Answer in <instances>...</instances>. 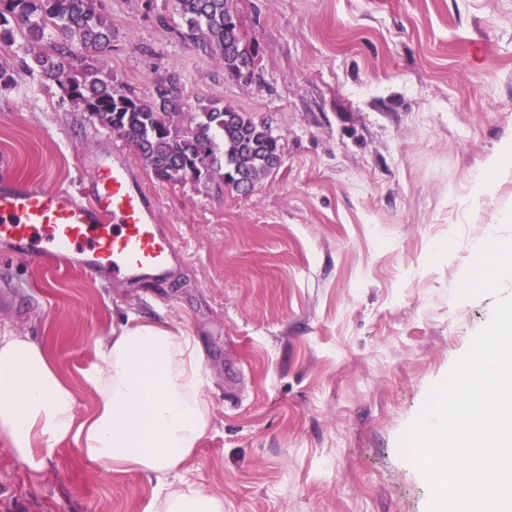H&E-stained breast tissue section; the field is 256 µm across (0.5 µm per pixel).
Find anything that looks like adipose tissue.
<instances>
[{"mask_svg": "<svg viewBox=\"0 0 512 512\" xmlns=\"http://www.w3.org/2000/svg\"><path fill=\"white\" fill-rule=\"evenodd\" d=\"M81 372L96 395L86 416L47 346L0 336V441L31 480L62 442L104 474L134 470L154 483L144 512H224V499L171 477L193 459L212 422L210 381L200 342L164 320L128 316L93 340Z\"/></svg>", "mask_w": 512, "mask_h": 512, "instance_id": "adipose-tissue-1", "label": "adipose tissue"}]
</instances>
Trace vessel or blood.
I'll return each mask as SVG.
<instances>
[{
  "label": "vessel or blood",
  "instance_id": "1",
  "mask_svg": "<svg viewBox=\"0 0 512 512\" xmlns=\"http://www.w3.org/2000/svg\"><path fill=\"white\" fill-rule=\"evenodd\" d=\"M0 241L23 260L91 276L162 277L177 250L120 156L101 158L77 191L0 174Z\"/></svg>",
  "mask_w": 512,
  "mask_h": 512
}]
</instances>
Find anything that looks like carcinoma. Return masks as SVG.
<instances>
[{
  "label": "carcinoma",
  "mask_w": 512,
  "mask_h": 512,
  "mask_svg": "<svg viewBox=\"0 0 512 512\" xmlns=\"http://www.w3.org/2000/svg\"><path fill=\"white\" fill-rule=\"evenodd\" d=\"M231 0H174L180 39L219 56L224 74L247 82L258 47L242 37ZM21 35L29 43L26 71L60 92L108 130H117L162 183L217 179L236 190L242 166L258 182L269 173L278 140L268 126L235 106L215 101L191 112L173 75H160L151 98L100 76L112 53V22L97 0H0V42Z\"/></svg>",
  "instance_id": "obj_1"
}]
</instances>
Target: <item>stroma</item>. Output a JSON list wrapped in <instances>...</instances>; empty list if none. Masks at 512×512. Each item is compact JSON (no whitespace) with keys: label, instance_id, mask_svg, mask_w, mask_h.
<instances>
[{"label":"stroma","instance_id":"35a3bbf8","mask_svg":"<svg viewBox=\"0 0 512 512\" xmlns=\"http://www.w3.org/2000/svg\"><path fill=\"white\" fill-rule=\"evenodd\" d=\"M112 22L102 76L150 98L179 76L191 111L220 99L270 122L281 166L247 194L158 182L133 148L20 67L0 87V163L50 189L120 152L179 247L160 284L92 279L0 243V336L43 341L80 384L93 339L128 315L201 342L212 424L187 479L224 512H428L399 454L430 388L497 296L456 290L512 211V0H236L253 78L183 43L172 0H98ZM501 168L479 188L484 163ZM152 486L99 474L61 444L31 482L0 442V512H144Z\"/></svg>","mask_w":512,"mask_h":512}]
</instances>
